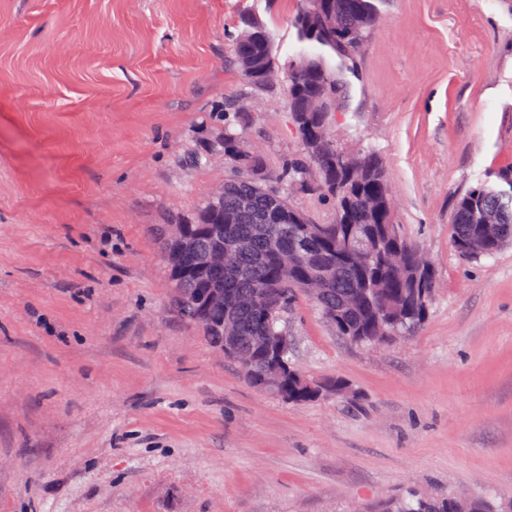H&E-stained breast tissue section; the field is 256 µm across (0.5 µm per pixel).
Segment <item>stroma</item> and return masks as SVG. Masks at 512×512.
Masks as SVG:
<instances>
[{
  "instance_id": "1",
  "label": "stroma",
  "mask_w": 512,
  "mask_h": 512,
  "mask_svg": "<svg viewBox=\"0 0 512 512\" xmlns=\"http://www.w3.org/2000/svg\"><path fill=\"white\" fill-rule=\"evenodd\" d=\"M331 131L383 162L394 219L432 261L425 323L340 340L309 301L293 331L347 396L252 387L173 305L151 230L241 170L209 114L249 102L243 149L279 184L301 141L284 84L233 65L241 17L280 69L296 0H0V512H384L407 491L512 497V243L463 262L457 198L512 193V0H373ZM202 155L201 163L188 159ZM308 168L291 192L333 205Z\"/></svg>"
}]
</instances>
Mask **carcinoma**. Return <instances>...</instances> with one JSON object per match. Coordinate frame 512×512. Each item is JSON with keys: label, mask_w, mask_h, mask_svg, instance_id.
<instances>
[{"label": "carcinoma", "mask_w": 512, "mask_h": 512, "mask_svg": "<svg viewBox=\"0 0 512 512\" xmlns=\"http://www.w3.org/2000/svg\"><path fill=\"white\" fill-rule=\"evenodd\" d=\"M299 36L353 59L361 54L380 25L372 0H298L293 19ZM235 37L234 64L258 89L263 66H277L267 26L246 16ZM254 60L253 73L241 57ZM289 112L303 152L284 165L282 180L293 183L312 165L316 189L335 209L332 224H315L293 207L285 192L266 184L264 159L257 149H241L235 125L247 114L233 103L215 115L224 122L216 147L239 161L240 176L224 181L220 200L204 197L191 217L152 229L175 290L177 313L202 328L224 358L249 366L252 385L275 368L284 370L282 400L304 405L329 393L344 396L346 382L314 380L294 364L291 320L300 297L312 301L336 335L351 344H384L414 333L426 318L436 280L430 262L394 220V199L386 172L373 152L343 147L330 133L331 116L345 97L339 76L321 55H304L288 69ZM345 152L340 160L338 152ZM451 244L464 261L497 253L512 241V199L479 186L461 195L451 219ZM180 229L191 249L176 253L172 236ZM490 235L481 251L470 240ZM222 245L231 264L201 278L210 251ZM267 295L270 306L253 310L239 305L243 297ZM232 318V332L224 319ZM386 512H512V500L495 503L481 496L458 499L452 494L410 492L389 504Z\"/></svg>", "instance_id": "cac0c4a2"}]
</instances>
